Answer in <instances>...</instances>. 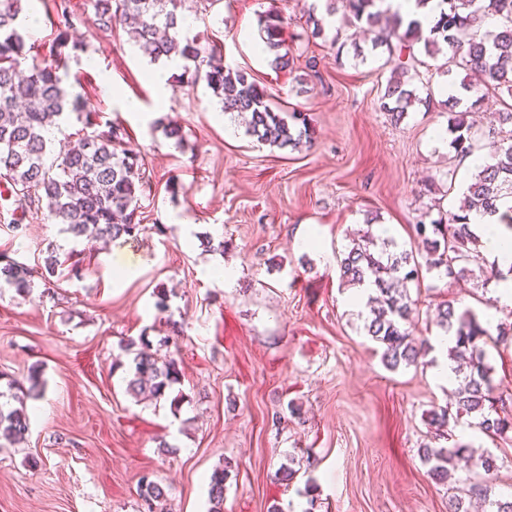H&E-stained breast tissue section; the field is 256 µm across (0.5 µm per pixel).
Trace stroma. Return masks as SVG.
I'll return each instance as SVG.
<instances>
[{
	"instance_id": "obj_1",
	"label": "stroma",
	"mask_w": 512,
	"mask_h": 512,
	"mask_svg": "<svg viewBox=\"0 0 512 512\" xmlns=\"http://www.w3.org/2000/svg\"><path fill=\"white\" fill-rule=\"evenodd\" d=\"M310 2L186 0L183 11L188 35L220 47L225 65L248 72L272 107L306 114L314 145L294 151L258 143L241 117L224 115L205 81L182 65L150 62L123 27L93 25V0H70L69 34L87 50L70 58L64 82L125 129V148L141 159L138 214L147 230L86 255L82 279L25 297L0 289V372L22 383L37 364L45 381L26 402L25 440L0 449V512H147L138 488L147 472L165 486L168 512H209L208 479L227 458L224 512H448L453 491L477 477L459 470L436 483L418 450L452 440L491 450L496 491L512 495V432L491 438L464 417L448 437L435 436L428 416L453 400L434 376L442 355L387 370L340 285L337 260L368 215L408 249L422 212L459 205L473 171L436 139L448 120L446 57L420 66L432 105L391 123L380 108L386 49L353 41L339 13L340 45L312 37ZM24 9L39 21L27 46L49 58L58 25L51 0H26ZM269 10L287 23L294 62L285 70L249 41ZM156 67L167 75L161 101L149 81ZM122 97L140 111H123ZM168 123L182 127L183 144L165 136ZM13 218L11 201L0 198V251L28 266L43 265L51 249L85 247L44 215H26L19 231ZM309 235L311 250L301 245ZM212 265L233 268L234 285L207 278ZM127 266L137 267L135 278L118 277ZM161 289L163 313L154 306ZM411 296L432 339L447 300L479 321L512 324V308L492 310L469 281L427 275ZM173 321L183 333L173 354L181 402L135 401L120 344L167 334ZM288 464L297 474L285 483L275 473Z\"/></svg>"
}]
</instances>
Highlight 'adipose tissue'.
<instances>
[{
  "instance_id": "1",
  "label": "adipose tissue",
  "mask_w": 512,
  "mask_h": 512,
  "mask_svg": "<svg viewBox=\"0 0 512 512\" xmlns=\"http://www.w3.org/2000/svg\"><path fill=\"white\" fill-rule=\"evenodd\" d=\"M469 224L479 233L483 254L488 262L507 275L497 288L499 305L512 307V235L503 231L495 214L470 213Z\"/></svg>"
}]
</instances>
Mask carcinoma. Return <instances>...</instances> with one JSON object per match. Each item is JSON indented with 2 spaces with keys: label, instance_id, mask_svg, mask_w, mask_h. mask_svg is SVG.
Returning a JSON list of instances; mask_svg holds the SVG:
<instances>
[{
  "label": "carcinoma",
  "instance_id": "cac0c4a2",
  "mask_svg": "<svg viewBox=\"0 0 512 512\" xmlns=\"http://www.w3.org/2000/svg\"><path fill=\"white\" fill-rule=\"evenodd\" d=\"M24 0H0V181L13 197L21 214L43 213L47 218L66 225V232L78 239L94 231L93 239L104 244L123 237L135 238L146 226L136 221L142 193L140 164L137 155L123 147L124 133L115 125L98 129L96 114L85 110L80 95L64 86L61 70L73 52L86 46L69 42L68 29H60L54 39L53 59L27 63L25 39L20 16ZM185 0H94L92 24L110 30L113 23L128 25L127 34L142 53L152 61L181 60L185 69H193L194 79L206 81L220 99L226 114L245 115L247 134L258 142L296 149L311 143L306 119L298 112H280L272 108L265 91L249 80L247 73L224 64L215 48L203 49L195 40L180 34L182 17L178 15ZM349 21L373 35L372 47H386L392 73L381 96V109L397 124L418 103L430 106L431 94L422 98L413 81L423 82L419 71L409 73L415 61V46L428 56L450 53L443 73L450 76L453 68L465 72L460 88L479 93L467 81L472 75L484 78L485 87L512 99V0H439V16L429 31L420 20H406L399 12L382 9V0H341ZM494 17L492 30L481 31L486 18ZM260 32L266 50L273 55L275 68L290 66L292 58L283 51L284 19L268 13L259 18ZM462 98L448 96L450 147L456 155H472L479 130L466 120L467 111L460 109ZM76 115L83 127L70 140L68 148L50 156L48 134L64 114ZM497 127L489 129L492 141L489 160L476 169L467 185L458 210L441 207L421 213L414 232L422 244L419 253L400 247L392 236L383 237L374 230L372 220L358 240L346 247L340 260L342 283L361 288L368 283L367 313L363 330L379 344L381 362L389 370L400 366H418L419 357L431 348L428 340L416 336L415 301L409 284L419 281L423 273L442 279L476 281V287L489 290L501 279L492 269L484 274L486 262L478 248V236L468 227L471 210L495 214L499 201L512 197V105L497 113ZM83 264L74 252L50 255L44 268L37 270L0 253V288H13L21 296L36 287V281L47 286L53 279L82 276ZM436 326L440 335L454 337L448 347V359L466 365L465 376L456 393L454 409L434 410L430 426L440 432L448 428L450 418L468 416L473 427L491 436L512 431V410L494 395L492 367L487 362L486 345L491 339L469 309L457 311L453 303L437 307ZM129 340L125 349L132 354L130 378L126 391L135 399L166 397L179 375L173 359L160 361L145 348L152 341L142 336V348ZM24 387L7 381L0 391V448L19 443L28 433L30 419L25 400L39 396L44 387L42 370L30 367ZM428 473L441 483L448 479V465L457 459L472 462L484 474L483 482L470 492L483 499L487 512H512V499L503 500L495 491L491 476L498 469V457L486 450L480 454L469 445L453 444L447 448L421 449ZM231 462L215 468L209 476L211 512H224V489ZM139 491L149 512L160 509L166 500L165 488L143 476Z\"/></svg>",
  "mask_w": 512,
  "mask_h": 512
}]
</instances>
